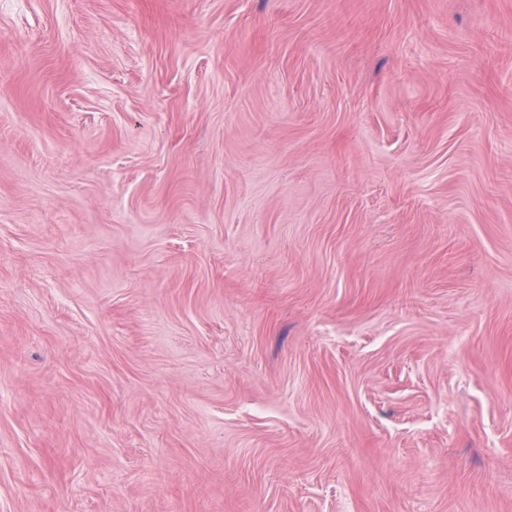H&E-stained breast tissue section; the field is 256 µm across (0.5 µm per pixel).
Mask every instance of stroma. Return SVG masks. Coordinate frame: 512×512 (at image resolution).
I'll return each instance as SVG.
<instances>
[{"instance_id": "35a3bbf8", "label": "stroma", "mask_w": 512, "mask_h": 512, "mask_svg": "<svg viewBox=\"0 0 512 512\" xmlns=\"http://www.w3.org/2000/svg\"><path fill=\"white\" fill-rule=\"evenodd\" d=\"M0 512H512V0H0Z\"/></svg>"}]
</instances>
